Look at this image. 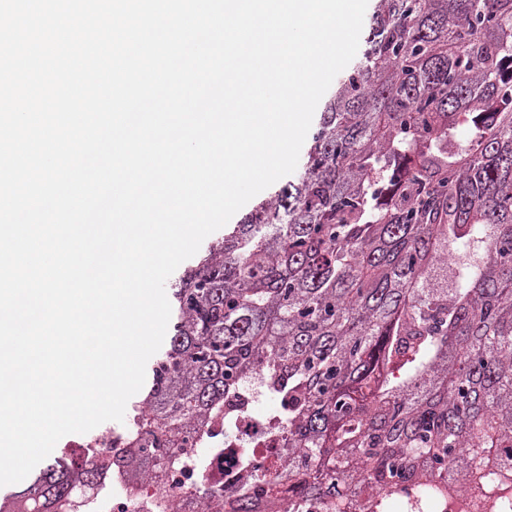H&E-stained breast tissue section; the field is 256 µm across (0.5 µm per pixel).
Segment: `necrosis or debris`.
Instances as JSON below:
<instances>
[{
	"instance_id": "necrosis-or-debris-1",
	"label": "necrosis or debris",
	"mask_w": 512,
	"mask_h": 512,
	"mask_svg": "<svg viewBox=\"0 0 512 512\" xmlns=\"http://www.w3.org/2000/svg\"><path fill=\"white\" fill-rule=\"evenodd\" d=\"M265 395L263 374L257 373L243 383L234 397L242 414L236 425L235 440L224 442V418L213 417L206 426L207 450L184 456L181 465L170 470L164 480L142 485L137 497H128L119 478H103L84 512H198L196 500L185 497L188 488L206 484L210 495L221 498L242 484L246 474L240 466L242 452H249L254 472L261 473L288 458L280 444L263 441L267 416L257 404Z\"/></svg>"
}]
</instances>
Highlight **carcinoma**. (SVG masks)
Here are the masks:
<instances>
[{
    "instance_id": "obj_1",
    "label": "carcinoma",
    "mask_w": 512,
    "mask_h": 512,
    "mask_svg": "<svg viewBox=\"0 0 512 512\" xmlns=\"http://www.w3.org/2000/svg\"><path fill=\"white\" fill-rule=\"evenodd\" d=\"M371 2L302 171L172 285L120 447L61 453L0 512H56L108 466L137 494L258 369L288 448L253 475L268 502L432 512L451 480L512 512V0ZM224 512H257L254 487Z\"/></svg>"
}]
</instances>
